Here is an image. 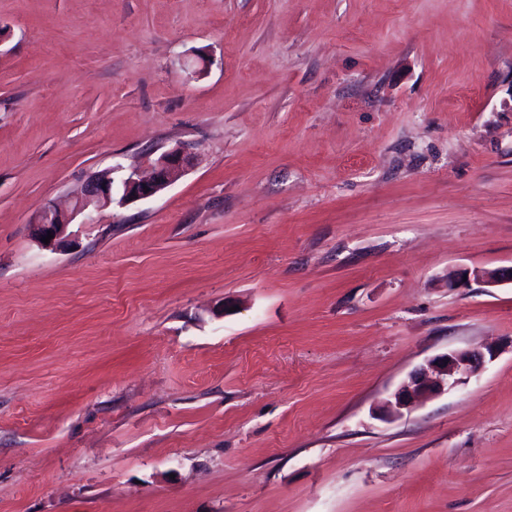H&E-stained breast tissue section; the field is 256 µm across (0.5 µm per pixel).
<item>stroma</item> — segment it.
Returning a JSON list of instances; mask_svg holds the SVG:
<instances>
[{"instance_id": "obj_1", "label": "stroma", "mask_w": 512, "mask_h": 512, "mask_svg": "<svg viewBox=\"0 0 512 512\" xmlns=\"http://www.w3.org/2000/svg\"><path fill=\"white\" fill-rule=\"evenodd\" d=\"M511 264L512 0H0V512H512ZM189 164L188 154L181 148H176L160 157L152 166L150 174L141 175L138 170H132L122 182L118 205L157 195L181 178ZM121 168L119 164L112 166V170L91 176L85 183L84 189L78 196L69 212H64L51 202H45L36 212L31 227L33 235L39 241L51 232L53 238L50 243L62 238L71 224H88L92 210L113 205L114 181L111 174L115 169ZM112 171V172H111ZM78 216L84 219L74 223ZM42 242V241H41ZM471 275L474 279L480 280L486 286H498L502 284L510 283L512 285V265L498 267L491 271H474L468 270L460 271L458 276L455 274L448 278V285L452 288H463L468 286ZM464 276H467V281H464ZM485 359L486 355L477 349L449 351L430 359L394 393V401L386 402L387 413L400 414L402 409L411 408L425 395L454 388L477 375L484 367ZM430 373L434 377L429 376Z\"/></svg>"}]
</instances>
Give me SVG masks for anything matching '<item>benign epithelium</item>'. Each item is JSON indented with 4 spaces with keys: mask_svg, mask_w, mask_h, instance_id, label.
Segmentation results:
<instances>
[{
    "mask_svg": "<svg viewBox=\"0 0 512 512\" xmlns=\"http://www.w3.org/2000/svg\"><path fill=\"white\" fill-rule=\"evenodd\" d=\"M190 157L180 148H176L160 157L152 166L148 175H142L132 170L122 182L120 198H114V181L111 172L106 171L90 177L70 211L64 212L51 202H45L36 212L31 227L35 238L39 239L49 234L51 241L62 238L67 228L79 216L87 224L93 210L114 203L122 206L128 202L153 197L174 184L187 171ZM472 276L482 283L493 287L502 284H512V265L498 267L491 271L463 270L448 278L451 288L468 286L464 277ZM494 357L493 351L483 353L480 350L450 351L429 360L427 364L415 371L393 395V400L386 402L387 413L398 414L408 409L421 397L442 393L451 389L464 380L478 374L485 364L486 357Z\"/></svg>",
    "mask_w": 512,
    "mask_h": 512,
    "instance_id": "1",
    "label": "benign epithelium"
}]
</instances>
